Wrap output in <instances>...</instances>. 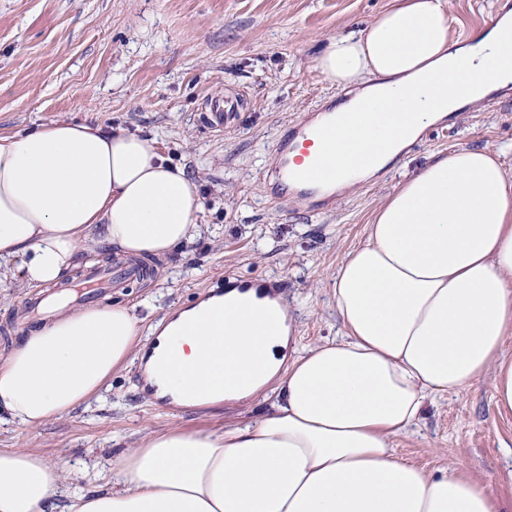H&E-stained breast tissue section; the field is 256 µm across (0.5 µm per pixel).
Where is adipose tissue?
I'll return each mask as SVG.
<instances>
[{"label": "adipose tissue", "mask_w": 512, "mask_h": 512, "mask_svg": "<svg viewBox=\"0 0 512 512\" xmlns=\"http://www.w3.org/2000/svg\"><path fill=\"white\" fill-rule=\"evenodd\" d=\"M448 0H396L314 57L353 89L332 110L345 136L322 144L335 191L398 162L430 127L512 87V10L466 40ZM501 154H440L386 196L340 261V340L299 348L278 296L231 288L174 311L145 364L157 396L183 406L269 410L219 432L174 428L117 460L115 486L75 490L39 453L0 449V512H512L458 463L434 472L393 440L428 399L491 378L512 413V174ZM196 180L143 131L75 121L0 136V265L31 288L61 284L85 242L127 259L194 239ZM141 321L115 302L64 308L0 354V413L30 429L95 397L133 353Z\"/></svg>", "instance_id": "ef3b65f1"}]
</instances>
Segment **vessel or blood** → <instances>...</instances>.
Wrapping results in <instances>:
<instances>
[{
	"label": "vessel or blood",
	"mask_w": 512,
	"mask_h": 512,
	"mask_svg": "<svg viewBox=\"0 0 512 512\" xmlns=\"http://www.w3.org/2000/svg\"><path fill=\"white\" fill-rule=\"evenodd\" d=\"M341 132V126L322 123L320 114L314 112L289 125L276 145L279 161L272 173L271 197L277 199L285 194L306 210L321 209L326 201L323 189L333 179L334 172L319 165L317 158L312 157L311 149L315 144L336 138ZM113 285L111 275L91 268L84 273L80 284L71 286L70 291L77 294L84 288L97 290Z\"/></svg>",
	"instance_id": "vessel-or-blood-1"
}]
</instances>
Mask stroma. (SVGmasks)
Masks as SVG:
<instances>
[{
	"mask_svg": "<svg viewBox=\"0 0 512 512\" xmlns=\"http://www.w3.org/2000/svg\"><path fill=\"white\" fill-rule=\"evenodd\" d=\"M392 0H0V135L73 120L154 135L185 166L204 200L201 234L143 277L102 296L136 306L141 342L174 308L208 295L226 274L270 277L289 304L299 347L337 340L342 328L331 277L363 239L383 199L435 155L512 143V88L429 128L403 161L320 212L271 199L276 139L305 113L340 97L315 66L320 41L358 32ZM512 0H450L452 33L468 38ZM243 91L235 120L211 127L210 102ZM32 288L0 279V352L17 336L20 305ZM491 379L435 398L417 427L395 438L399 454L429 471L449 461L512 498V415H499ZM266 406L183 408L147 388L144 363L116 372L101 395L29 430L0 423V448L38 452L60 465L70 485L82 461L104 477L145 435L169 428L220 431Z\"/></svg>",
	"mask_w": 512,
	"mask_h": 512,
	"instance_id": "1",
	"label": "stroma"
}]
</instances>
